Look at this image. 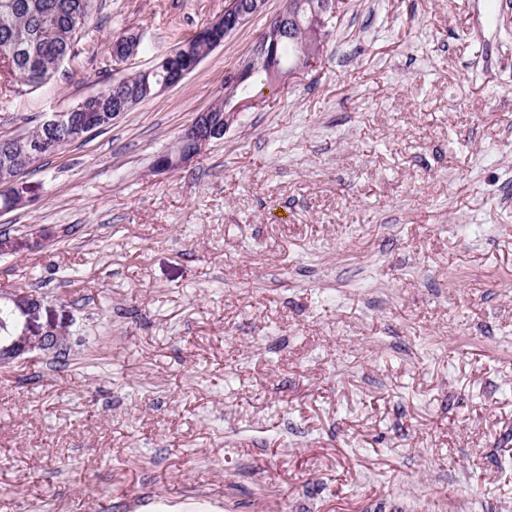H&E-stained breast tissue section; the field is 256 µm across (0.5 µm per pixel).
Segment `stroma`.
I'll return each mask as SVG.
<instances>
[{
	"label": "stroma",
	"mask_w": 512,
	"mask_h": 512,
	"mask_svg": "<svg viewBox=\"0 0 512 512\" xmlns=\"http://www.w3.org/2000/svg\"><path fill=\"white\" fill-rule=\"evenodd\" d=\"M227 4L97 0L54 80L0 70V138ZM282 5L15 182L0 231L57 234L0 293L69 357L0 369V512H512V0H341L312 68L155 172Z\"/></svg>",
	"instance_id": "35a3bbf8"
}]
</instances>
